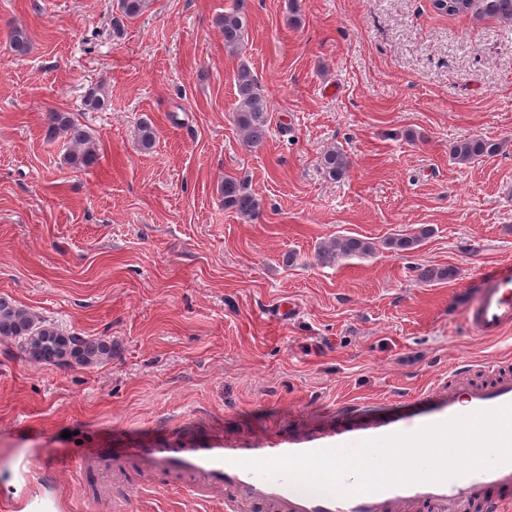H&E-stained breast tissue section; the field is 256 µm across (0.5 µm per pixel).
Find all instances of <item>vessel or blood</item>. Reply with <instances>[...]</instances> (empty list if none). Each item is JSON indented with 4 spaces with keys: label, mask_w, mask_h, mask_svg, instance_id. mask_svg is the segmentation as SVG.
<instances>
[{
    "label": "vessel or blood",
    "mask_w": 512,
    "mask_h": 512,
    "mask_svg": "<svg viewBox=\"0 0 512 512\" xmlns=\"http://www.w3.org/2000/svg\"><path fill=\"white\" fill-rule=\"evenodd\" d=\"M474 335L498 338L512 329V274L489 277L464 313ZM512 404V377L491 384L471 383L461 372L431 393L399 410L346 405L342 421L324 419L285 437L230 441L184 438L122 448L119 461L156 477L198 500L220 499L224 512H413L421 504L434 512H458L461 503L480 502L491 512H512V464L478 471L443 484L415 483L349 497L318 496L289 480L269 478L239 467L242 459L274 458L331 448L448 420L457 415Z\"/></svg>",
    "instance_id": "b4317fda"
}]
</instances>
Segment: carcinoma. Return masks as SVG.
Wrapping results in <instances>:
<instances>
[{"instance_id":"1","label":"carcinoma","mask_w":512,"mask_h":512,"mask_svg":"<svg viewBox=\"0 0 512 512\" xmlns=\"http://www.w3.org/2000/svg\"><path fill=\"white\" fill-rule=\"evenodd\" d=\"M147 0H119L118 7L126 19L138 17L145 8ZM476 0H447V4L437 9L449 14L468 13L476 10ZM219 26L224 35V47L236 51L242 44L247 31V18L238 5L219 17ZM14 51L25 55L30 42L25 29L14 27L10 31ZM238 107L235 122L243 141L257 146L266 137L269 125L270 104L264 96L261 85L251 69L242 64L236 76ZM44 124L53 136H63L69 140L70 150L66 163L75 169L94 167L99 161V146L93 136L68 112L50 110L44 113ZM502 143L483 138H463L450 146V158L459 165L469 164L481 157L495 154ZM321 166L329 177L336 179L344 176L350 167V159L340 149H330L321 158ZM224 207L233 209L248 218L256 217L260 212L259 200L249 191L245 180L226 175L221 185ZM433 233L428 226L414 231L395 233L376 243L368 238L339 236L318 249L317 260L325 266H333L343 259L368 258L377 252V246L402 255L417 249L421 242ZM422 283H433L454 277L451 268L420 267L417 274ZM0 338L17 339L21 342L25 358L44 366L68 365L74 361L82 367L103 364L112 360V342L101 338L84 337L73 339L59 332L56 327L38 320L28 310L17 306L11 299L0 296Z\"/></svg>"}]
</instances>
